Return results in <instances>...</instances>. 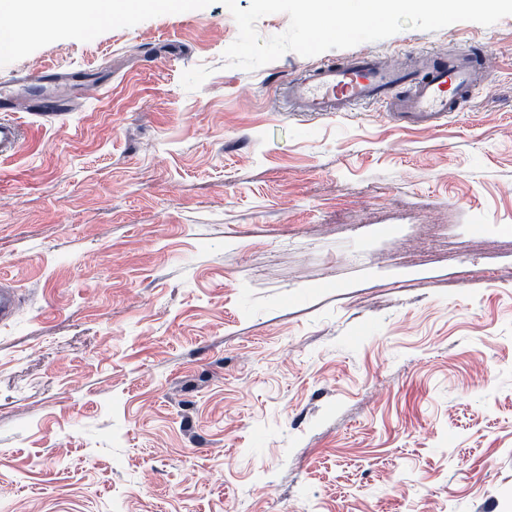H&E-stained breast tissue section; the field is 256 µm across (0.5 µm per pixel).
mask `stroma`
<instances>
[{"instance_id": "stroma-1", "label": "stroma", "mask_w": 512, "mask_h": 512, "mask_svg": "<svg viewBox=\"0 0 512 512\" xmlns=\"http://www.w3.org/2000/svg\"><path fill=\"white\" fill-rule=\"evenodd\" d=\"M218 0L59 40L0 159L6 512H512V16L406 29L491 82L432 129L284 111Z\"/></svg>"}]
</instances>
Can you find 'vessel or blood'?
Returning a JSON list of instances; mask_svg holds the SVG:
<instances>
[{
  "instance_id": "b4317fda",
  "label": "vessel or blood",
  "mask_w": 512,
  "mask_h": 512,
  "mask_svg": "<svg viewBox=\"0 0 512 512\" xmlns=\"http://www.w3.org/2000/svg\"><path fill=\"white\" fill-rule=\"evenodd\" d=\"M496 69L497 62L488 53L477 58L465 52L448 56L429 53L415 69L360 53L306 71L285 83L279 97L291 111L321 114L380 103L394 122L435 127L460 111ZM20 81L34 86L45 78L17 74L0 78V158L15 155L24 137L14 115L26 111L27 106L10 92Z\"/></svg>"
}]
</instances>
